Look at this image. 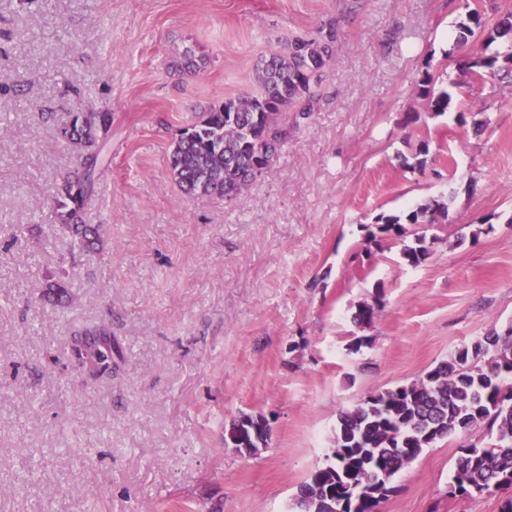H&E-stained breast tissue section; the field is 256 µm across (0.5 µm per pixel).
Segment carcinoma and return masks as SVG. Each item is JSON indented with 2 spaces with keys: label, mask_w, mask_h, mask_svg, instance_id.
Masks as SVG:
<instances>
[{
  "label": "carcinoma",
  "mask_w": 512,
  "mask_h": 512,
  "mask_svg": "<svg viewBox=\"0 0 512 512\" xmlns=\"http://www.w3.org/2000/svg\"><path fill=\"white\" fill-rule=\"evenodd\" d=\"M335 37L295 38L284 51L269 53L258 69L260 92L227 99L210 107L181 128L173 141L169 164L175 181L188 196L232 198L254 179L253 171L268 167L281 148L288 111L311 94V80L330 56ZM423 79L421 95L431 111L448 109L451 96ZM112 126V113H73L61 125V137L79 152L80 165H93L64 179L57 194L60 224L85 248L99 240L98 230L83 221L93 199L96 169L103 164L98 143ZM366 226L365 243L385 239L403 242L401 255L410 266L425 262L430 242L423 231L408 233L405 224L433 228L448 220V207L432 200L405 217L381 215ZM412 240H407L408 236ZM377 303L363 301L352 316L364 330L377 317ZM112 337L102 326L84 328L72 344L83 363L103 368L112 364ZM512 322L470 345H464L422 377L392 388L375 390L353 408L340 412L334 447L300 487L297 512H379L395 491L394 475L438 440L458 430L488 423L496 430L489 447H461L453 488L479 499L512 487Z\"/></svg>",
  "instance_id": "1"
}]
</instances>
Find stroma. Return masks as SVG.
Masks as SVG:
<instances>
[{
    "mask_svg": "<svg viewBox=\"0 0 512 512\" xmlns=\"http://www.w3.org/2000/svg\"><path fill=\"white\" fill-rule=\"evenodd\" d=\"M475 11L482 27L447 48ZM511 15L512 0H0V512H292L342 410L511 323L512 39L491 37ZM330 31L272 164L237 197L185 196L180 128L255 94L269 51ZM488 42L502 60L473 75ZM71 112L112 115L92 253L54 204L79 166L59 135ZM422 144L426 167L406 168ZM430 198L448 221L425 262L392 241L364 252L363 225ZM376 298L374 343L350 352L355 306ZM99 325L118 353L92 374L71 343ZM243 412L270 422L253 456L224 441ZM491 442L480 425L424 449L381 512H500L508 490L450 489L461 446ZM422 82L421 95L425 99H428L431 112H435V114L444 113L448 109L451 101L450 94L447 91H440L436 93L434 88L430 87L432 82L431 78H425Z\"/></svg>",
    "mask_w": 512,
    "mask_h": 512,
    "instance_id": "35a3bbf8",
    "label": "stroma"
}]
</instances>
